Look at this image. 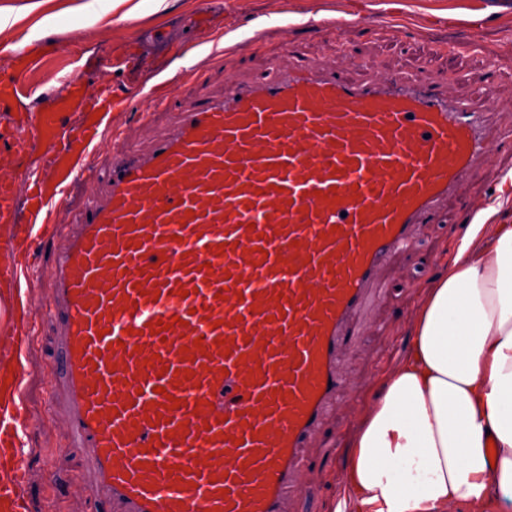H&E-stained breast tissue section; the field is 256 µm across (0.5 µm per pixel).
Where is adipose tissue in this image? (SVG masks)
<instances>
[{"mask_svg": "<svg viewBox=\"0 0 512 512\" xmlns=\"http://www.w3.org/2000/svg\"><path fill=\"white\" fill-rule=\"evenodd\" d=\"M420 291L407 353L354 426L336 512H512V169Z\"/></svg>", "mask_w": 512, "mask_h": 512, "instance_id": "adipose-tissue-1", "label": "adipose tissue"}]
</instances>
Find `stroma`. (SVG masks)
I'll return each instance as SVG.
<instances>
[{"instance_id":"obj_1","label":"stroma","mask_w":512,"mask_h":512,"mask_svg":"<svg viewBox=\"0 0 512 512\" xmlns=\"http://www.w3.org/2000/svg\"><path fill=\"white\" fill-rule=\"evenodd\" d=\"M205 0H179L176 8L146 15L125 26L112 25L110 0H0V18L11 20L0 49V71L15 72L31 91V110H50L61 92L56 80L37 85L39 76L56 73L79 78L87 101H97L103 85H111L123 105L118 123L139 127L141 145L163 134L175 120L172 112L139 120L150 109L149 81L175 64L185 50L198 47L193 18ZM361 10L360 25L327 28L294 25L299 13L334 18L348 9ZM236 27L271 13L284 24L246 42L232 55L212 45L200 79L175 76L170 84L182 100L217 95L235 82L264 74L272 61L296 51L315 68L346 65L367 81L378 77L415 76L436 88L452 90L459 99L484 110L493 129L512 131V74L498 83L490 99L477 96L476 81L486 61L482 55L448 51L451 43L472 38L494 50L512 66V0H233ZM34 56L27 71H14L16 53ZM512 167V146L490 141L483 161L466 179L448 207L444 223L423 225L416 252L391 262L386 278L392 297L373 312L381 326L366 331L359 350L346 362L349 391L337 406L328 430L336 438V455L321 462L312 476L319 490L313 503L296 499L292 512H334L341 493L349 450L346 442L357 418L373 399L378 382L404 353L410 318L422 285L457 252L462 216L489 199L503 169ZM52 243L40 247V271L31 314L38 334L30 344L27 406L30 452L25 460V493L29 512H112L93 491L84 465L85 449L69 445V436L51 405L62 375L57 366L55 328L47 316L51 287Z\"/></svg>"}]
</instances>
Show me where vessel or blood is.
Segmentation results:
<instances>
[{
	"instance_id": "vessel-or-blood-1",
	"label": "vessel or blood",
	"mask_w": 512,
	"mask_h": 512,
	"mask_svg": "<svg viewBox=\"0 0 512 512\" xmlns=\"http://www.w3.org/2000/svg\"><path fill=\"white\" fill-rule=\"evenodd\" d=\"M25 95L0 75V102L18 112L0 138L33 128L48 164L20 173L23 215L0 179V223L30 245L63 208L80 215L53 265V404L72 447L90 451L98 496L114 512H289L305 450L344 394L340 360L385 299L391 259L478 162L482 112L417 80L275 62L217 97L155 99L178 120L147 148L109 123L102 166L93 114L75 140L64 122L78 82L48 112ZM13 252L0 244V278L32 280ZM29 344L0 336V512H26Z\"/></svg>"
}]
</instances>
